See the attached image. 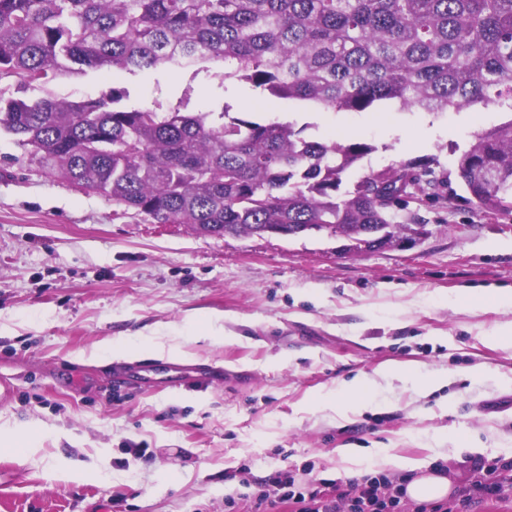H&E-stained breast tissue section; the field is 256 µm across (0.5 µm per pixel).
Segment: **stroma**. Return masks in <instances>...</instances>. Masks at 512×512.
Returning a JSON list of instances; mask_svg holds the SVG:
<instances>
[{"mask_svg":"<svg viewBox=\"0 0 512 512\" xmlns=\"http://www.w3.org/2000/svg\"><path fill=\"white\" fill-rule=\"evenodd\" d=\"M199 71L87 72L48 87L59 99L127 90L126 108L230 110L290 122L313 139L366 142L344 179L434 158L436 188L407 200L427 236L410 249L342 253L325 231L296 237L210 236L151 224L135 211L55 178L0 132V512H248L277 477L290 489L328 480L358 492L379 448L442 465L444 512H512V487L477 499L476 459L512 460V347L487 343L512 321L495 293L512 287V215L491 218L463 198L455 160L503 119L477 105L435 114L392 104L337 112L277 98ZM119 338L177 344L221 371L209 386L120 383L121 360L87 365ZM488 375L474 380L472 367ZM388 366L430 378L433 391L391 379L387 406L337 417L327 392ZM430 435L448 453L429 447ZM138 452H131V445ZM472 445L481 455L454 458ZM355 449L357 459L344 456ZM80 463L79 478H67Z\"/></svg>","mask_w":512,"mask_h":512,"instance_id":"obj_1","label":"stroma"}]
</instances>
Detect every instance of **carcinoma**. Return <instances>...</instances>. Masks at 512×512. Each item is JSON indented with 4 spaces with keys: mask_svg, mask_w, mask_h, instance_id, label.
<instances>
[{
    "mask_svg": "<svg viewBox=\"0 0 512 512\" xmlns=\"http://www.w3.org/2000/svg\"><path fill=\"white\" fill-rule=\"evenodd\" d=\"M184 55L221 62L225 80L336 111L391 102L424 112L496 104L512 113V0H0V128L54 176L112 199L151 224L239 237L270 226L327 231L370 250L425 220H399L406 190L434 181L429 162L372 173L343 191L374 147L319 142L290 122L228 111L121 108L112 97L30 98L86 70L175 69ZM465 191L487 216L512 213V118L457 159Z\"/></svg>",
    "mask_w": 512,
    "mask_h": 512,
    "instance_id": "cac0c4a2",
    "label": "carcinoma"
}]
</instances>
